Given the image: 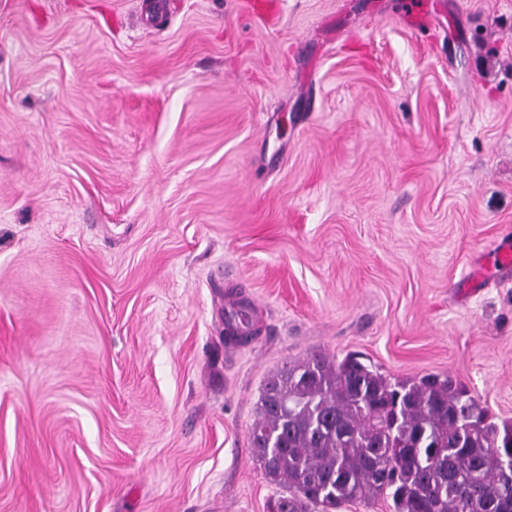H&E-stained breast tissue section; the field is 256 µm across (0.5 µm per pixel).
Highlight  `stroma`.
Returning <instances> with one entry per match:
<instances>
[{"label": "stroma", "instance_id": "35a3bbf8", "mask_svg": "<svg viewBox=\"0 0 512 512\" xmlns=\"http://www.w3.org/2000/svg\"><path fill=\"white\" fill-rule=\"evenodd\" d=\"M244 2L0 0V512H268L315 354L512 424V0Z\"/></svg>", "mask_w": 512, "mask_h": 512}]
</instances>
